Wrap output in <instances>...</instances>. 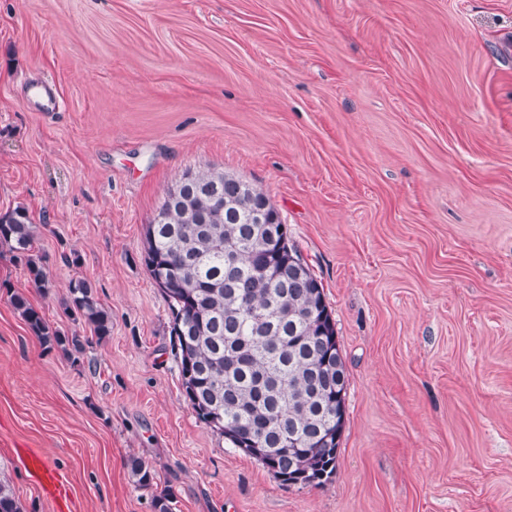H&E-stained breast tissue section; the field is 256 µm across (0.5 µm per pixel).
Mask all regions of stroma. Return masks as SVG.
<instances>
[{
	"label": "stroma",
	"mask_w": 512,
	"mask_h": 512,
	"mask_svg": "<svg viewBox=\"0 0 512 512\" xmlns=\"http://www.w3.org/2000/svg\"><path fill=\"white\" fill-rule=\"evenodd\" d=\"M54 83L37 112L27 86ZM268 196L324 288L346 363L336 471L281 484L182 393L146 224L203 166ZM24 206L52 286L0 247V481L51 512H512V0H0V213ZM78 254V264L65 260ZM85 278L100 340L65 308ZM84 336L79 362L14 309ZM17 454L25 460L28 473L41 491L43 497L52 505L55 512L67 510L66 504L71 491L53 464L40 451L32 448L17 449ZM127 466L138 487L143 489L153 487L156 473L149 463L139 457H131Z\"/></svg>",
	"instance_id": "35a3bbf8"
}]
</instances>
